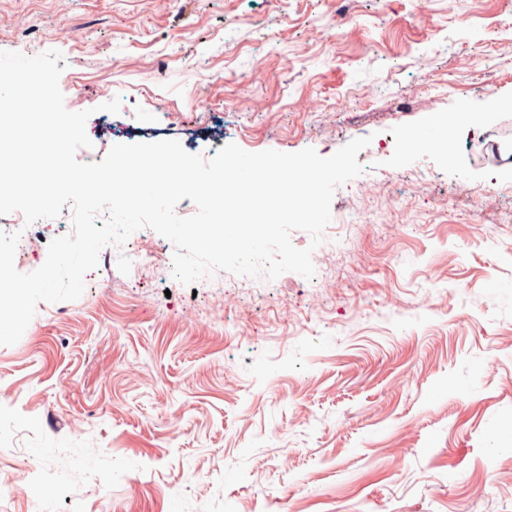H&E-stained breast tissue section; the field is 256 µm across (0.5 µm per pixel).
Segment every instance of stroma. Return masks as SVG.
Returning a JSON list of instances; mask_svg holds the SVG:
<instances>
[{"label":"stroma","mask_w":512,"mask_h":512,"mask_svg":"<svg viewBox=\"0 0 512 512\" xmlns=\"http://www.w3.org/2000/svg\"><path fill=\"white\" fill-rule=\"evenodd\" d=\"M0 50L61 53L82 162L371 139L312 278L185 285L145 227L141 269L105 246L38 304L0 346V512H512V0H0Z\"/></svg>","instance_id":"obj_1"}]
</instances>
